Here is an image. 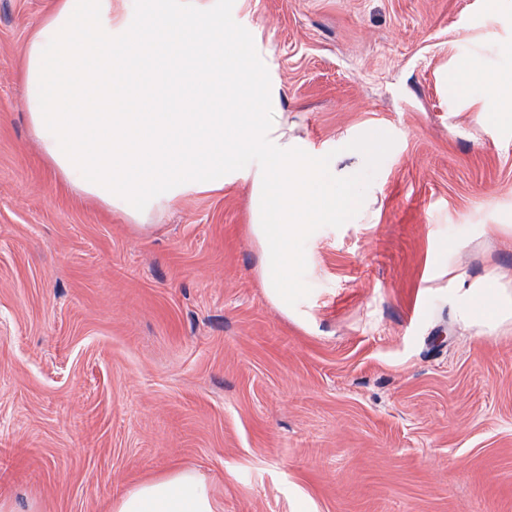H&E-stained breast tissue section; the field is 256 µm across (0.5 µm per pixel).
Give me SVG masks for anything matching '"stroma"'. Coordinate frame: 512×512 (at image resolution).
Here are the masks:
<instances>
[{
	"label": "stroma",
	"mask_w": 512,
	"mask_h": 512,
	"mask_svg": "<svg viewBox=\"0 0 512 512\" xmlns=\"http://www.w3.org/2000/svg\"><path fill=\"white\" fill-rule=\"evenodd\" d=\"M53 0H0V494L109 512L134 484L203 476L222 512H512V125L459 58L512 70V0H223L282 89L289 135L363 131L360 212L295 244L267 295L249 190L141 228L75 195L29 131L22 66ZM477 74L485 75L482 62L475 56L465 58L462 66L450 76L451 87L462 95L467 90L468 80ZM480 296L485 298L492 297L500 315L508 316L512 314V295L506 289L499 288L496 280L485 281L481 286Z\"/></svg>",
	"instance_id": "stroma-1"
}]
</instances>
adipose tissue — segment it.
Masks as SVG:
<instances>
[{
    "mask_svg": "<svg viewBox=\"0 0 512 512\" xmlns=\"http://www.w3.org/2000/svg\"><path fill=\"white\" fill-rule=\"evenodd\" d=\"M55 0L31 34L23 82L30 128L77 195L137 225L185 197L250 181L248 232L267 293L296 291L295 241L339 224L356 202V161H376L384 136L365 132L343 156L309 151L274 121L279 92L247 42L226 31L222 0ZM464 320L488 323L482 301L512 314L490 279ZM110 512H218L206 482L178 470L135 484Z\"/></svg>",
    "mask_w": 512,
    "mask_h": 512,
    "instance_id": "ef3b65f1",
    "label": "adipose tissue"
}]
</instances>
